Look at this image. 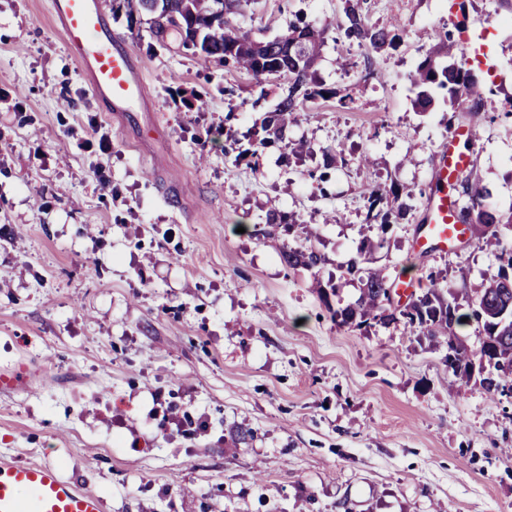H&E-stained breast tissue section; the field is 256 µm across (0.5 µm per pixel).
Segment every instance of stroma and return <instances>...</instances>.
I'll use <instances>...</instances> for the list:
<instances>
[{"label": "stroma", "mask_w": 512, "mask_h": 512, "mask_svg": "<svg viewBox=\"0 0 512 512\" xmlns=\"http://www.w3.org/2000/svg\"><path fill=\"white\" fill-rule=\"evenodd\" d=\"M98 2L154 111L109 117L47 0H0V367L37 372L0 392V458L55 467L103 512H512V398L486 393L480 372L450 377L446 348L403 327L337 325L358 282L325 302L317 288L377 235L367 184L428 190L457 127L477 130L471 169L491 206L512 210V4L367 0L399 45L370 72L364 47L328 37L315 71L332 98L252 164L224 148H251L284 82L159 45ZM343 6L259 0L240 24L267 39L299 18L335 25ZM463 32L493 55L470 64L493 89L481 116L441 100L416 111L410 74ZM328 145L341 153L323 178ZM415 204L372 267L421 288L443 271L465 301L497 274L493 256L470 242L412 258ZM272 212L294 225H269ZM272 236L327 262L288 267Z\"/></svg>", "instance_id": "obj_1"}]
</instances>
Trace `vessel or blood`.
<instances>
[{
	"label": "vessel or blood",
	"instance_id": "obj_1",
	"mask_svg": "<svg viewBox=\"0 0 512 512\" xmlns=\"http://www.w3.org/2000/svg\"><path fill=\"white\" fill-rule=\"evenodd\" d=\"M49 5L54 23L65 34L92 92L107 112L121 117L153 111L142 64L125 41L114 37L97 0H50ZM471 138L469 128H456L434 155L432 191L422 219L424 233L414 242L418 254H425L432 242L445 248L466 239L461 202L449 195L448 186L470 165L469 153L457 144ZM0 512H102V501L93 491L62 482L48 466L1 459Z\"/></svg>",
	"mask_w": 512,
	"mask_h": 512
}]
</instances>
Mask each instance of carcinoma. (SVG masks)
<instances>
[{"label":"carcinoma","mask_w":512,"mask_h":512,"mask_svg":"<svg viewBox=\"0 0 512 512\" xmlns=\"http://www.w3.org/2000/svg\"><path fill=\"white\" fill-rule=\"evenodd\" d=\"M257 0H112V12H125L128 25L141 22V15L150 16V25L158 42L174 36L186 46L199 50L204 59H215L244 71L257 81L288 73L286 94L272 112L266 113L260 126L254 129L256 144L283 139L288 123L295 120L300 107L318 97L333 95L320 87L313 65L321 56L328 27H316L303 20L291 22L283 33L272 39L257 40L251 31L236 23ZM339 35L363 44L380 54L397 47L401 35L368 22L360 3L345 0L344 18L337 23ZM467 56L461 45L446 37L431 52L430 57L411 75L416 90V109L426 112L434 105V93L445 89L452 103L475 115L481 112L484 87L472 71L466 68ZM465 198L460 218L465 224L482 228L478 241L494 248L498 273L475 295L466 300L467 311H461L456 301L449 300L439 287L444 277L430 271L429 285L419 294H412L406 304H394L392 283L378 270L365 267L367 254L384 245L385 237L377 242L364 241L356 256L340 267V276L361 282L358 298L333 312L339 325L358 328L372 324L403 325L405 328L448 349V373L462 380L472 375L468 347L459 339L456 328L467 323L477 325L480 348H489L486 359L488 376L482 379L488 393L512 392V319L504 320L503 311L512 314V213L504 216L486 204L487 189L471 171L457 181ZM370 206L376 209L373 219L381 231L392 224L408 220L414 198L412 188L405 185L385 187L370 183L366 187ZM288 266L318 268L324 258L314 246L298 245L282 249Z\"/></svg>","instance_id":"1"}]
</instances>
